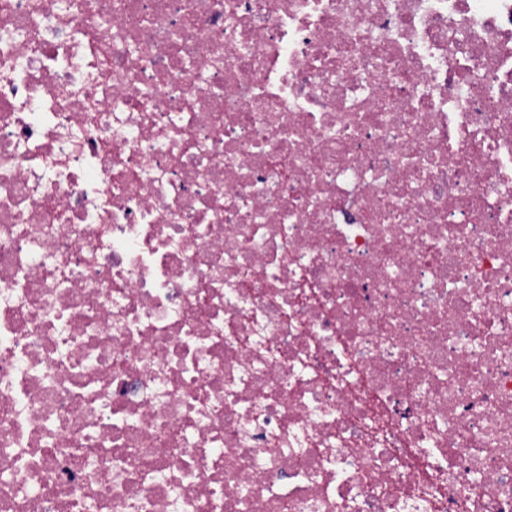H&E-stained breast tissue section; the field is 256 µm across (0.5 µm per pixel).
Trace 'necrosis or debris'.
Segmentation results:
<instances>
[{
    "instance_id": "necrosis-or-debris-1",
    "label": "necrosis or debris",
    "mask_w": 512,
    "mask_h": 512,
    "mask_svg": "<svg viewBox=\"0 0 512 512\" xmlns=\"http://www.w3.org/2000/svg\"><path fill=\"white\" fill-rule=\"evenodd\" d=\"M0 512H512V0H0Z\"/></svg>"
}]
</instances>
